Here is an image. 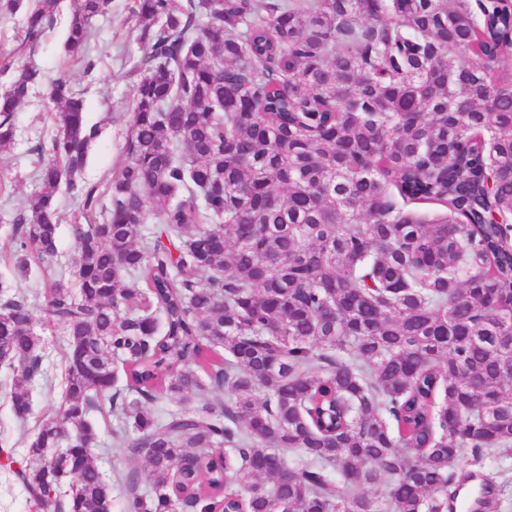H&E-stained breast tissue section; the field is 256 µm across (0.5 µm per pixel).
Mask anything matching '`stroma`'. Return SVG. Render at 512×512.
<instances>
[{
	"label": "stroma",
	"mask_w": 512,
	"mask_h": 512,
	"mask_svg": "<svg viewBox=\"0 0 512 512\" xmlns=\"http://www.w3.org/2000/svg\"><path fill=\"white\" fill-rule=\"evenodd\" d=\"M129 0H110L108 11L95 19L92 57L96 66L85 73L82 66L69 65L64 57L62 42L72 4L62 0L47 35L36 45L23 42V17L0 14V55H17L21 63L52 78L67 73L75 90L87 104V120L99 125L101 134L93 145L86 167L85 180H110L125 161V143L132 124L133 84L131 70L143 54L145 46L137 38V21L129 12ZM53 107L46 96L45 86L32 88L26 101L18 108V134L14 145L0 154V281L8 282L13 292L27 298L43 294L47 279L64 271L75 243L70 226L79 207L66 192L57 196L58 261L55 267L34 266L28 277H16L13 263L7 255L13 233V219L23 212L39 189L37 170L40 163L34 151L36 144L49 140L53 131ZM33 330L43 340V373L31 388V412L19 420L9 402L8 390L0 383V447L13 450L22 465H29L27 443L39 421L61 401L65 376V336L46 322L41 309L33 311ZM98 445L92 450L93 460L112 488L113 512H133L132 496L126 492V450L114 434L118 430L108 405L90 410Z\"/></svg>",
	"instance_id": "stroma-1"
}]
</instances>
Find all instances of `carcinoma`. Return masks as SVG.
<instances>
[{
	"instance_id": "obj_1",
	"label": "carcinoma",
	"mask_w": 512,
	"mask_h": 512,
	"mask_svg": "<svg viewBox=\"0 0 512 512\" xmlns=\"http://www.w3.org/2000/svg\"><path fill=\"white\" fill-rule=\"evenodd\" d=\"M107 5L74 0L66 26L65 57L88 72ZM58 7L0 0L24 11L31 43ZM129 10L146 52L124 165L107 183L81 177L101 129L59 75L56 132L34 148L40 190L14 218L19 277L57 257L60 189L85 220L71 277L44 290L67 336L65 391L30 441L36 466L15 471L29 498L49 506L50 479L70 473L75 512H112L87 419L106 400L135 512H454L455 460L512 447V225L488 222L512 215V0ZM0 71L2 153L45 77L12 55ZM0 297L24 421L41 341L28 299L1 282ZM211 389L229 393L222 407ZM472 490L467 512H498L489 484Z\"/></svg>"
}]
</instances>
